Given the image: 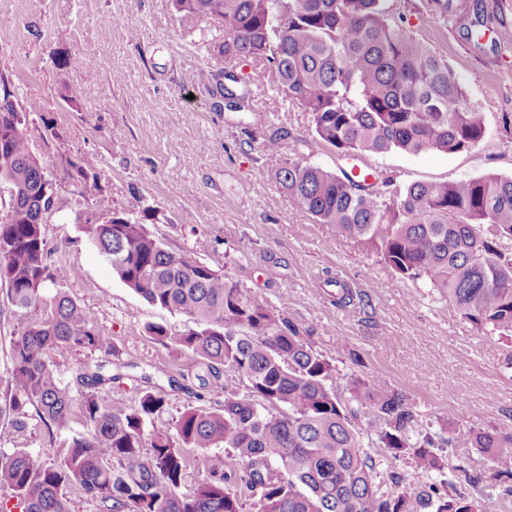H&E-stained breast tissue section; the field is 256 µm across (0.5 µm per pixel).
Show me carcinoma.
<instances>
[{"label": "carcinoma", "mask_w": 512, "mask_h": 512, "mask_svg": "<svg viewBox=\"0 0 512 512\" xmlns=\"http://www.w3.org/2000/svg\"><path fill=\"white\" fill-rule=\"evenodd\" d=\"M446 18L469 19L468 37H483L482 5L430 0ZM177 11L210 17L224 27V62H247L253 73L310 114L314 138L341 153L399 150L455 153L486 136L477 108L448 64L391 26L385 0H174ZM246 77L210 73L209 88L244 110L246 95L223 87ZM16 101L0 91V184L9 189L0 215V285L22 319L12 345L0 421L18 429L34 409L45 426L67 427L81 401L87 432L71 437L51 465L30 453L0 452V485L22 512H71L66 490L91 500L96 512H478L457 486L480 483L436 453L442 433L415 431L417 411L403 394L352 377L348 398L336 387L332 360L288 318L245 294L192 251L165 249L146 225L125 216L93 215L85 232L112 271L150 305L185 315L195 327L146 331L208 360L204 386L224 397L218 408H189L176 434L145 433L164 411L150 391L137 405L114 401L105 387L122 379L111 337L67 295L46 309L40 294L53 253L44 231L51 208L44 168ZM82 194L100 191L98 163L84 162ZM282 188L319 224L376 249L401 280L421 281L445 299L448 315L488 335L512 337V176L485 175L451 183L397 186L384 173L336 174L288 162ZM56 347L109 357L86 367L79 393L48 361ZM230 369L247 394L224 386ZM502 483L512 481V433L467 431ZM379 452L371 454L369 448ZM225 448L228 461L210 481L181 491L190 467L182 448ZM407 458L406 469L381 478L384 462ZM439 482L409 486L414 472Z\"/></svg>", "instance_id": "carcinoma-1"}]
</instances>
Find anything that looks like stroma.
Returning a JSON list of instances; mask_svg holds the SVG:
<instances>
[{
    "instance_id": "stroma-1",
    "label": "stroma",
    "mask_w": 512,
    "mask_h": 512,
    "mask_svg": "<svg viewBox=\"0 0 512 512\" xmlns=\"http://www.w3.org/2000/svg\"><path fill=\"white\" fill-rule=\"evenodd\" d=\"M428 3L387 0L392 23L447 62L479 109L486 136L467 151L345 160L314 140L308 113L257 79L248 109L216 108L202 73L225 68L217 52L224 28L176 12L172 0H0V74L51 183L45 233L54 255L42 300L69 296L109 333L124 374L112 399L133 405L145 391L162 396L165 411L151 428L170 435L188 408L218 404L199 386L206 360L146 331L150 323L183 331L192 321L149 305L113 273L84 231L93 213L140 219L167 250L195 251L250 297L287 307L341 376L362 374L416 402L420 427L443 428L452 463L481 473V512H506L512 494L459 435L512 431V339L449 317L428 288L393 278L375 252L314 223L277 179L288 161L335 173L356 165L403 186L512 175V0H483L488 30L478 47L461 21L442 19ZM60 56L78 63L57 66ZM33 101L39 111H30ZM271 137L281 140L279 154L263 149ZM89 157L100 164L93 197L83 196L80 175ZM333 279L350 286L353 302L337 305ZM354 351L362 365L352 363ZM85 430L76 403L61 430L35 416L18 433L0 424V450L50 464Z\"/></svg>"
}]
</instances>
